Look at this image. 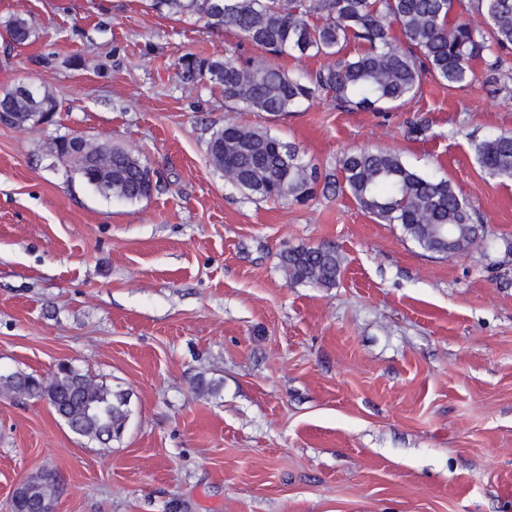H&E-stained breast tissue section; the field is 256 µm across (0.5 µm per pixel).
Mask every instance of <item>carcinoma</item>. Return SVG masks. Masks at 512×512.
<instances>
[{
	"label": "carcinoma",
	"instance_id": "obj_1",
	"mask_svg": "<svg viewBox=\"0 0 512 512\" xmlns=\"http://www.w3.org/2000/svg\"><path fill=\"white\" fill-rule=\"evenodd\" d=\"M480 22L453 18L454 0H150L159 13L186 17L206 30L233 28L275 57L296 53L323 56L319 69L289 74L269 62L231 57L185 55L177 75L185 84L207 83L221 91L230 108L272 115L329 96L344 110L384 111L416 96L422 77L430 75L450 88L468 83L474 65L484 66L487 81L504 77L501 53L512 51V0H473ZM13 43L29 44L36 29L27 19L5 22ZM355 43L353 55L345 47ZM57 100L47 90L17 87L0 91V113L19 118L55 112ZM211 164L245 195L256 200L305 202L316 194L317 168L302 161L296 146L267 129L225 125L207 142ZM475 160L491 179L512 180V134L474 143ZM72 168L95 191L112 185V195L128 201L149 197L148 166L125 148L112 147L91 174L87 156ZM347 192L375 222L398 224L422 249L465 252L484 242L472 209L446 179L424 175L400 154L360 148L344 154L336 171L325 176L322 192ZM290 280L332 288L341 276V259L326 246H297L280 254ZM0 392L45 400L70 431L108 444L121 438L131 410L129 393L68 363L44 379L16 370L0 373ZM57 495L55 473L43 469L22 481L12 512H51Z\"/></svg>",
	"mask_w": 512,
	"mask_h": 512
}]
</instances>
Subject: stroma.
Masks as SVG:
<instances>
[{
  "label": "stroma",
  "instance_id": "1",
  "mask_svg": "<svg viewBox=\"0 0 512 512\" xmlns=\"http://www.w3.org/2000/svg\"><path fill=\"white\" fill-rule=\"evenodd\" d=\"M16 15L32 43L10 44ZM187 53L265 56L148 0H0V89L59 103L0 125V371L67 361L132 409L104 448L46 401L0 393V512L44 467L54 512H512V181L486 178L473 150L512 133V77H427L386 112L321 97L271 115L182 83ZM227 123L270 130L325 174L356 148L396 151L451 182L487 244L425 251L346 193L247 198L206 154ZM70 135L138 152L158 189L93 190L51 150ZM299 245L336 249L335 287L289 279L279 255Z\"/></svg>",
  "mask_w": 512,
  "mask_h": 512
}]
</instances>
